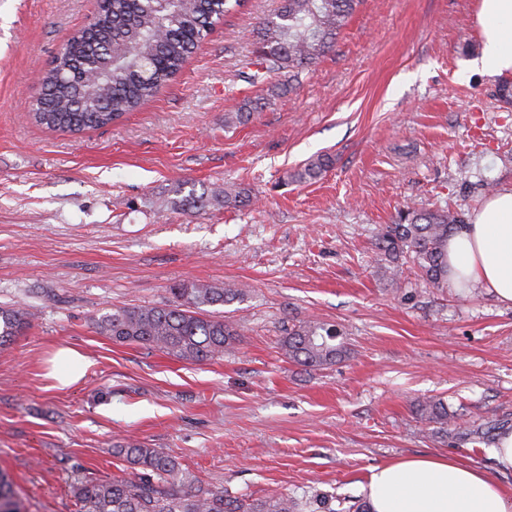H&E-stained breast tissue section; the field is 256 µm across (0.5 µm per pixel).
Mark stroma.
Masks as SVG:
<instances>
[{"instance_id": "obj_1", "label": "stroma", "mask_w": 512, "mask_h": 512, "mask_svg": "<svg viewBox=\"0 0 512 512\" xmlns=\"http://www.w3.org/2000/svg\"><path fill=\"white\" fill-rule=\"evenodd\" d=\"M478 0H364L293 92L239 73L251 32L280 0H249L136 112L49 131L27 102L97 0H0V305L30 326L0 351V470L25 512H79L75 483L121 475L134 439L177 456L203 485L262 498L363 499L371 468L451 455L492 470L512 430V306L484 290L395 286L372 243L398 209L472 213L487 182L512 187V76L474 71ZM266 98L228 127L224 115ZM328 153L334 165L297 184ZM249 187L248 206L200 213L190 191ZM234 283L243 334L223 359L187 363L100 334L95 317L158 306L180 283ZM338 325L350 354L322 369L286 359L292 324ZM89 362L58 388L48 360ZM440 399L457 435L414 406ZM334 159L330 154H318L307 160L306 163L297 169L292 179L295 182H307L319 178L324 172L331 168Z\"/></svg>"}]
</instances>
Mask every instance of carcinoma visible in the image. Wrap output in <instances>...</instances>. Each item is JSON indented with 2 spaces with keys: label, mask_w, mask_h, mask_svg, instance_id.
I'll return each mask as SVG.
<instances>
[{
  "label": "carcinoma",
  "mask_w": 512,
  "mask_h": 512,
  "mask_svg": "<svg viewBox=\"0 0 512 512\" xmlns=\"http://www.w3.org/2000/svg\"><path fill=\"white\" fill-rule=\"evenodd\" d=\"M247 0H101L89 32L78 31L42 74L43 95L30 114L49 130L81 132L113 123L149 101L177 74L215 29ZM361 0H282L274 15L254 29L253 56L242 78L253 84L271 77L293 88L301 75L331 52ZM256 110L248 103L224 113V125L246 123ZM334 159L318 154L292 179L307 182L331 168ZM251 190H224L180 199L187 210L212 204L236 207L251 202ZM465 223L463 213L419 210L409 205L379 229L374 247L380 274L398 283L411 264L432 288L448 287V237ZM163 306H122L95 321L96 330L118 343L139 344L187 363L221 359L233 349L240 329L209 308L244 296L231 284L183 283L171 289ZM28 326L24 305L0 307V348ZM334 325L300 321L288 328L282 354L292 362L321 369L341 360L348 347ZM416 416L427 424H448L440 399L418 403ZM134 471L110 480L75 486L81 512H304L307 503L283 493L261 499L231 496L205 488L177 457L164 448L128 442L114 450ZM0 512H24L13 483L0 472Z\"/></svg>",
  "instance_id": "obj_1"
}]
</instances>
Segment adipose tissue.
Listing matches in <instances>:
<instances>
[{
  "label": "adipose tissue",
  "instance_id": "1",
  "mask_svg": "<svg viewBox=\"0 0 512 512\" xmlns=\"http://www.w3.org/2000/svg\"><path fill=\"white\" fill-rule=\"evenodd\" d=\"M475 22L482 35L477 67L512 73V0H479ZM448 279L512 304V188L490 196L449 237ZM494 460L491 473L446 456L376 466L368 478V512H512V430L498 435Z\"/></svg>",
  "mask_w": 512,
  "mask_h": 512
}]
</instances>
